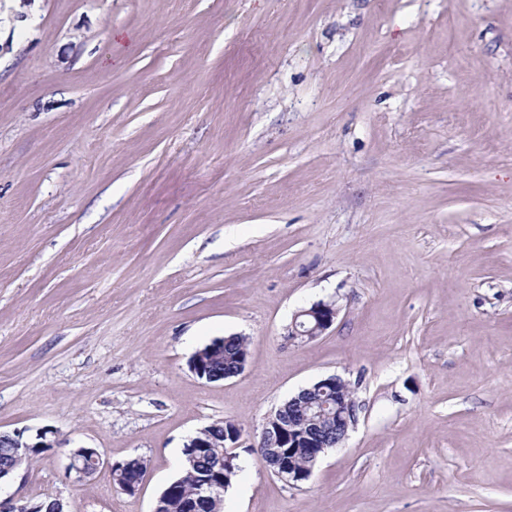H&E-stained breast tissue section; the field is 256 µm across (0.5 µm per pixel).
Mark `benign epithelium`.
I'll return each instance as SVG.
<instances>
[{"instance_id": "benign-epithelium-1", "label": "benign epithelium", "mask_w": 512, "mask_h": 512, "mask_svg": "<svg viewBox=\"0 0 512 512\" xmlns=\"http://www.w3.org/2000/svg\"><path fill=\"white\" fill-rule=\"evenodd\" d=\"M339 309L333 302H317L308 308L298 311L288 327V339L302 342L313 341L324 335L335 323ZM203 353L193 354L188 360V369L198 379L214 383L219 377L205 369L202 361ZM247 362L239 364L237 370L219 378L226 380L244 372ZM288 405H296L302 412L301 421L283 424L273 415H268L263 425L256 451L270 439L277 440L279 445L290 448H312L314 452L305 471L294 469L284 460L273 470V474L289 487L308 480L321 458L332 448L341 445L348 436L350 428L357 422L358 405L349 394V382L339 376L323 378L309 387L303 388L288 398ZM65 440L59 438L51 430H39L27 434L23 430L12 432L0 431V445L4 444L13 451L10 466L0 470V484L5 483L16 475L29 461L35 448H59ZM238 455L228 454L224 474L214 478L204 477L197 482L198 494L206 499L224 500L225 483L232 474L236 473L235 461ZM134 458L129 457L121 462L110 463L103 458L96 448L76 447L69 453L67 469L75 475V481L83 482L92 478L102 469L112 472L115 470L131 469ZM0 512H41V504L29 500L21 505L12 501L0 500Z\"/></svg>"}]
</instances>
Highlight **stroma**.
<instances>
[{"instance_id":"35a3bbf8","label":"stroma","mask_w":512,"mask_h":512,"mask_svg":"<svg viewBox=\"0 0 512 512\" xmlns=\"http://www.w3.org/2000/svg\"><path fill=\"white\" fill-rule=\"evenodd\" d=\"M0 20V496L152 512L198 429L224 512H512V0H33ZM134 32L114 47L113 29ZM333 326L288 340L294 314ZM249 362L188 369L213 339ZM336 375L358 421L291 488L253 449ZM339 309L334 302H317L298 311L288 327V339L302 342L323 336L335 323ZM213 342V341H212ZM211 342V343H212ZM211 343L206 344L202 348L198 350H204V357L206 359H209V362L211 364V370L213 372H231L228 374H224L223 377H221L220 380L216 381L217 376L211 374L210 372L205 369L204 361H202L203 353L200 351L198 353H194L188 360V369L189 371L195 375L198 379L204 380L207 383H216L221 382L226 379L236 377L244 372L246 369V366L248 364V361H243L239 364V367L237 370L233 371L237 367V363L239 362L240 358L243 359L246 352H248V344L247 340L243 336H224L223 342L222 340L216 341L214 347L219 350L221 349V345L224 346V353L219 357L215 356H209L206 352V347L209 346ZM233 371V372H232ZM27 430H13L12 432L0 431V445L5 444L7 448L0 446V467L4 468L12 463L10 466L0 470V486L2 483L8 482L17 472H19L29 459L35 458L50 448H61L66 442L60 439L56 432L51 430H38L35 434H25ZM11 448L13 456L11 457ZM33 448H45L37 451L31 457ZM31 457V458H30ZM68 459L69 463L67 469L69 473H74L76 482H83L90 479L105 468L112 477L114 487L123 492H127V490H125L128 481L126 471L123 473L115 472L113 476L112 471L133 468L135 466V457H129L121 462L111 464L103 458L98 449L80 446L70 451Z\"/></svg>"}]
</instances>
